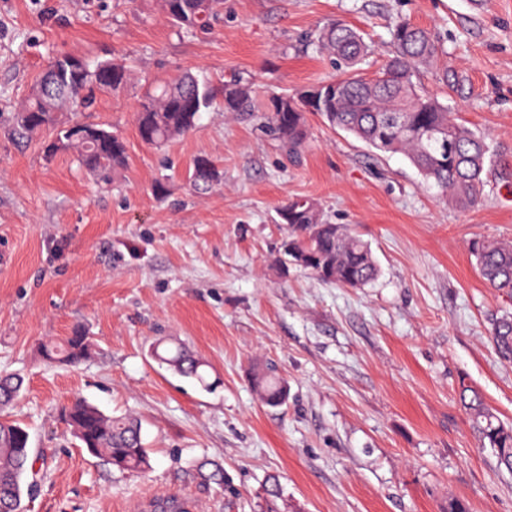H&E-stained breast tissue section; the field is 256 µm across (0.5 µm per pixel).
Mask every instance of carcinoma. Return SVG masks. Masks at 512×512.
Instances as JSON below:
<instances>
[{"mask_svg": "<svg viewBox=\"0 0 512 512\" xmlns=\"http://www.w3.org/2000/svg\"><path fill=\"white\" fill-rule=\"evenodd\" d=\"M165 17L180 29L208 32L224 14V0H163ZM393 51L376 74L365 77L361 65L373 53L361 32L343 20L328 22L312 39L317 52L333 61L339 75L331 80L273 95L264 113L258 107L253 84L233 74L216 87L208 79L184 72L155 86L139 101L136 128L142 142L156 149L193 130L201 113L222 104L224 113L258 117L264 132L291 155L298 154L307 139V113L319 116L333 129H340L364 142L378 155L401 153L422 179L438 188L454 205L467 209L482 198V178L491 160L486 136L459 122L448 107L416 85L415 70L430 64L440 47L424 28L406 18L390 29ZM71 55L59 56L41 75L28 100L16 115V131L25 136L51 128L53 137L44 152L52 158L72 152L85 170L108 181L128 160L123 138L102 125L75 123L68 127L59 114L89 107L96 93L115 92L130 80L122 60L90 61L79 66ZM222 178L216 162L199 156L193 164L190 184L198 194L209 192ZM287 216L291 234L282 243L286 266L300 257L301 265L322 280L347 288H363L378 276L379 269L368 243L329 224L317 204L295 197L279 208ZM471 254L485 284L512 297V242L474 241ZM488 335L498 354L512 361V313L490 319ZM90 342L75 329L61 342L45 346L46 357L73 365L89 353ZM152 356L173 372L210 387L205 364L190 350L178 347ZM20 378L0 375V405L19 396ZM262 401L280 406L288 396L284 381L272 369L255 375ZM469 411L481 446L490 448L498 468L512 472V427L503 424L486 405L481 394L464 385L459 392ZM72 437L91 454L123 471L145 473L151 468L149 451L142 438L141 422L130 416H109L82 399L73 400L62 411ZM33 466L29 433L17 422L0 421V512H24L22 478ZM206 481L224 482L222 466L213 460L196 463Z\"/></svg>", "mask_w": 512, "mask_h": 512, "instance_id": "obj_1", "label": "carcinoma"}]
</instances>
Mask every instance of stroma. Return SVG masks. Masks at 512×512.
Here are the masks:
<instances>
[{
    "label": "stroma",
    "instance_id": "stroma-1",
    "mask_svg": "<svg viewBox=\"0 0 512 512\" xmlns=\"http://www.w3.org/2000/svg\"><path fill=\"white\" fill-rule=\"evenodd\" d=\"M399 17L441 47L416 81L489 136L496 160L476 207L448 203L403 155L376 156L313 115L295 159L255 121L213 110L165 150L138 136L141 96L182 71L216 85L240 74L263 96L336 77L304 41L334 19L372 42V76ZM61 55L131 65L124 89L61 116L123 137L128 165L111 183L71 156L46 158L47 133L15 132L22 102ZM200 155L223 171L204 195L188 179ZM505 162L512 0H224L208 34L169 25L162 0H0V373L24 378L0 420L30 435L27 512H139L168 493L192 496L198 512H448L452 499L512 512V473L479 447L458 401L470 385L512 424V362L487 334L512 299L486 286L469 251L479 239L512 241ZM293 196L369 243L375 282L341 288L280 268L288 227L278 210ZM77 325L91 356L49 365L43 344ZM159 341L202 359L208 387L152 359ZM257 366L287 380L284 405L260 400ZM78 397L140 419L148 473L121 472L67 433L59 410ZM202 458L223 466V484L198 479Z\"/></svg>",
    "mask_w": 512,
    "mask_h": 512
}]
</instances>
